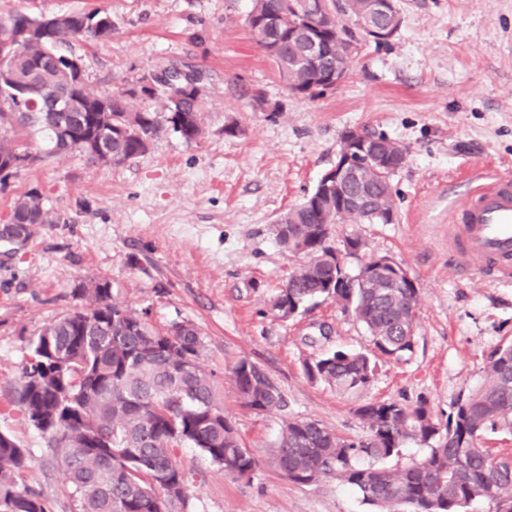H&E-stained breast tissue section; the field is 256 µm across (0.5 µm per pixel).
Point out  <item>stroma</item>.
<instances>
[{
	"mask_svg": "<svg viewBox=\"0 0 512 512\" xmlns=\"http://www.w3.org/2000/svg\"><path fill=\"white\" fill-rule=\"evenodd\" d=\"M251 7L252 0H0L2 19L17 11L110 12V40L69 46L96 93L167 67L197 73L203 88L198 143L167 134L120 165L51 157L0 188V221L33 189L63 218L16 254L0 249V430L32 451L24 482L56 512H65L67 497L44 440L21 419L15 389L25 339L81 307L74 290L85 280L108 277L131 308H150L155 326L188 320L203 333L224 411L261 468L253 480H237L196 449H180V466L193 474L191 512H376L334 477L307 486L285 478L267 456L284 421L313 419L356 438L366 433L356 410L368 402L424 398L448 412L482 384L491 350L512 340V282L460 273L448 244L476 172L512 178V0H397L398 32L380 45L359 38L346 80L313 99L288 90L246 23ZM232 123L240 132L229 137ZM349 129L399 142L406 161L392 177L393 223L338 224L330 243L341 247L358 230L365 246L345 257L348 272L391 257L414 278L420 304L413 354L379 359L368 389L339 394L308 381L301 362L339 348L370 351L366 329L330 301L287 321L266 301L302 262L279 246L272 224L312 192ZM242 356L279 386L286 410L259 415L242 406L230 374Z\"/></svg>",
	"mask_w": 512,
	"mask_h": 512,
	"instance_id": "1",
	"label": "stroma"
}]
</instances>
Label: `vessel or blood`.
I'll return each mask as SVG.
<instances>
[{
    "label": "vessel or blood",
    "instance_id": "obj_1",
    "mask_svg": "<svg viewBox=\"0 0 512 512\" xmlns=\"http://www.w3.org/2000/svg\"><path fill=\"white\" fill-rule=\"evenodd\" d=\"M448 239L461 271L476 268L500 282L512 280V180L485 183L457 212Z\"/></svg>",
    "mask_w": 512,
    "mask_h": 512
}]
</instances>
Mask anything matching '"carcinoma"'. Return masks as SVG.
<instances>
[{"instance_id":"1","label":"carcinoma","mask_w":512,"mask_h":512,"mask_svg":"<svg viewBox=\"0 0 512 512\" xmlns=\"http://www.w3.org/2000/svg\"><path fill=\"white\" fill-rule=\"evenodd\" d=\"M374 0H344L340 7L357 29L362 25L393 26L388 15L373 10ZM96 9L73 14L49 41L16 39L21 26H37L40 18L22 11L0 19V57L9 61L10 77L0 79V165L28 152L17 138L45 135L46 154H85L94 138L112 153L113 163L146 153L168 132L193 144L203 135L200 100L194 86L175 102L160 91L150 99L118 90L107 97L83 85L82 99L96 104L107 98L111 111L94 114L85 123L81 112H54L48 100L17 101L16 87L51 84L67 87L73 80L71 40H100L92 26ZM305 0H253L248 24L257 30L263 48L277 66L287 88L311 98L309 89L324 75L347 70L355 35L335 14L321 20L324 52L309 55L310 29ZM355 189L372 200L369 209L347 207L319 198L313 190L286 209L273 224L277 242L306 257L270 298L269 311L282 320L306 304L331 301L353 314L371 337L373 354L336 349L302 363L308 380L339 392L367 389L376 375L377 357L400 360L413 353L419 290L389 274L352 276L336 261L329 244L331 227L349 220L377 224L378 215L396 211L390 180L374 167H360ZM61 217L43 205L31 190L15 200L8 220L0 224V244L23 246L46 224ZM84 306L46 324L26 341L16 388V401L27 425L52 450L57 472L72 512H174L189 505V474L177 461V450L196 448L224 474L252 479L259 461L245 446L235 422L218 398L213 373L203 361L206 344L189 321H174L161 332L149 321V310L136 311L115 298L112 281L99 276L74 289ZM232 380L243 405L255 413L286 407L282 391L247 357L232 365ZM367 432L359 438L337 434L311 419H290L269 448V459L290 481L334 476L362 500L394 512H464L475 499L492 504L491 512H512V454L484 446L486 436L512 435V341L489 355L484 382L458 397L441 421L425 399L413 405L395 400L370 402L357 409ZM414 439L429 447L420 461L404 469L387 466ZM363 457L368 464L360 463ZM33 454L0 431V512H53V506L29 487H19L16 474L28 469Z\"/></svg>"}]
</instances>
